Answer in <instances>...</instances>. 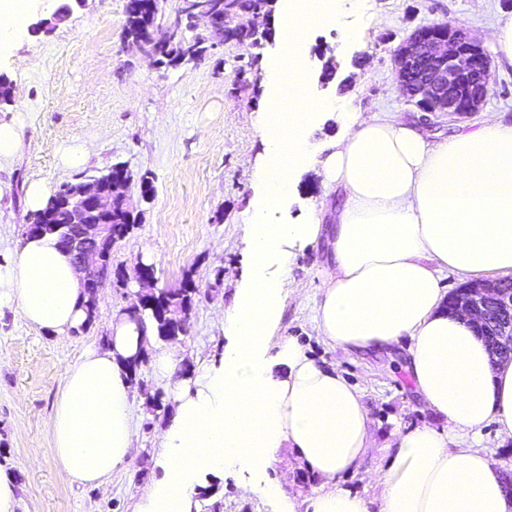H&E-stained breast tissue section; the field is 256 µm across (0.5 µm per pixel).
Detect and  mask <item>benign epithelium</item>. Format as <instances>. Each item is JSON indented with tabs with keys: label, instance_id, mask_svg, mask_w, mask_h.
Listing matches in <instances>:
<instances>
[{
	"label": "benign epithelium",
	"instance_id": "1",
	"mask_svg": "<svg viewBox=\"0 0 512 512\" xmlns=\"http://www.w3.org/2000/svg\"><path fill=\"white\" fill-rule=\"evenodd\" d=\"M400 88L422 112L465 115L476 111L494 86L487 51L459 23H433L417 28L396 50ZM74 200L72 222L64 240L67 254L83 271V280L97 282L104 269L102 242L107 226L90 217L112 208V197L96 180L83 182L69 193ZM453 312L495 336V357L512 359V289L501 283L469 284L450 299Z\"/></svg>",
	"mask_w": 512,
	"mask_h": 512
}]
</instances>
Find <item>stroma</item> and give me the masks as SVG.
Here are the masks:
<instances>
[{
	"label": "stroma",
	"mask_w": 512,
	"mask_h": 512,
	"mask_svg": "<svg viewBox=\"0 0 512 512\" xmlns=\"http://www.w3.org/2000/svg\"><path fill=\"white\" fill-rule=\"evenodd\" d=\"M62 2L32 0L29 21L50 20L48 31L0 50V73L16 91L13 103H0V123L18 124L26 145L21 156L0 165V264L15 259L25 241L30 181L56 189L120 163L131 177L132 195H139L145 175L154 192L140 223L112 251L113 267L130 279L123 287L106 282L88 330L60 339L17 312H0V474L18 486L19 512H132L162 475L158 436L173 409L171 382L151 362L141 365L137 446L99 487L72 484L56 466L48 430L53 403L67 367L88 344H104L112 317L129 307L142 263L154 267L156 288H177L188 278L198 287L186 334L167 344L180 356L178 376L195 373L201 360L222 357L224 312L249 267L245 217L256 193L252 169L263 159L253 116L270 96L267 72L280 44L281 14L273 12V37L261 46L227 42L199 60L158 68L122 44L126 0H86L57 23L53 14ZM510 14L507 0H485L480 9L474 0H355L345 19L353 38L332 23L311 28L304 91L313 99L346 98L356 112L397 113L434 138L480 121L486 111L511 118L512 67L494 68L495 86L480 111L459 117L419 111L402 94L395 66L397 48L419 26L455 21L473 31ZM330 57L340 68L336 81L324 85L318 77ZM76 140L86 141L89 159L81 168H64L62 151ZM337 199L314 171L300 169L295 191L273 221L301 223L309 211ZM328 253L324 237L299 252L292 275L304 291L285 298L276 336L298 339L312 357L334 364L362 388L371 449L361 470L342 479L344 487L362 493L366 470L386 464L394 432L420 425L442 429L447 422L413 391L404 344L343 354L321 342L313 308ZM148 392L161 393L160 408L147 405ZM253 478L244 468L203 474L197 512H278L273 500L242 498L241 484Z\"/></svg>",
	"instance_id": "stroma-1"
}]
</instances>
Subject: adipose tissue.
Listing matches in <instances>:
<instances>
[{
  "instance_id": "obj_1",
  "label": "adipose tissue",
  "mask_w": 512,
  "mask_h": 512,
  "mask_svg": "<svg viewBox=\"0 0 512 512\" xmlns=\"http://www.w3.org/2000/svg\"><path fill=\"white\" fill-rule=\"evenodd\" d=\"M346 0H299L283 17L269 71L273 90L255 117L264 160L247 220L251 264L224 313L228 340L219 364L178 377L174 351H154L151 320L113 317L104 345L89 346L64 375L48 422L53 457L70 482L107 483L131 457L138 424L127 366L153 350L173 378V416L159 439L162 484L134 512H194V476L278 461L292 451L318 480L310 496L281 482L241 486L242 497L277 499L279 512H512L502 466L482 430L512 437V361L493 362L473 327L444 309L442 279L512 277V121L487 112L475 126L430 139L387 112L362 115L302 92V42L310 25L343 13ZM342 114L343 131L321 153L308 141L319 114ZM317 168L339 201L302 224L270 216L292 194L302 166ZM328 234L330 256L314 322L345 353L407 345L406 368L428 410L448 422L396 431L392 456L373 476L378 491L342 485L370 446L362 391L297 339L270 340L285 296L298 294L296 252ZM82 274L54 236L26 239L0 265V310L68 336L87 319Z\"/></svg>"
}]
</instances>
